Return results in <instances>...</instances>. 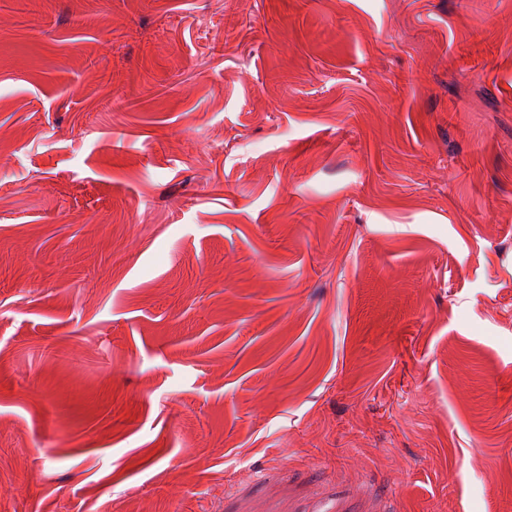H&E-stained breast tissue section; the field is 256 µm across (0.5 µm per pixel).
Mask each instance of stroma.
<instances>
[{
    "instance_id": "stroma-1",
    "label": "stroma",
    "mask_w": 512,
    "mask_h": 512,
    "mask_svg": "<svg viewBox=\"0 0 512 512\" xmlns=\"http://www.w3.org/2000/svg\"><path fill=\"white\" fill-rule=\"evenodd\" d=\"M0 512H512V0H0Z\"/></svg>"
}]
</instances>
